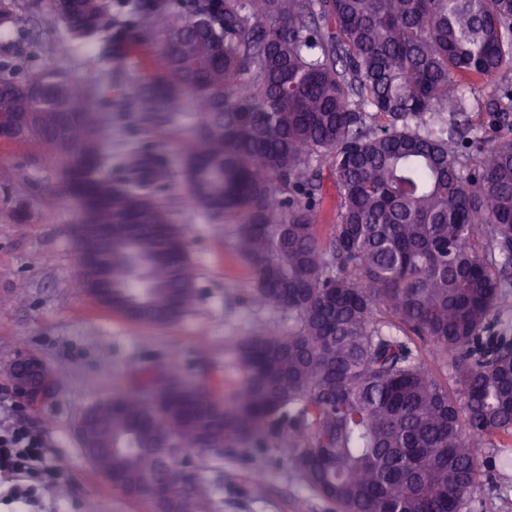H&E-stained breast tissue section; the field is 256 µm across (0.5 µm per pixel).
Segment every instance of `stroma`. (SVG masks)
Here are the masks:
<instances>
[{
  "instance_id": "obj_1",
  "label": "stroma",
  "mask_w": 512,
  "mask_h": 512,
  "mask_svg": "<svg viewBox=\"0 0 512 512\" xmlns=\"http://www.w3.org/2000/svg\"><path fill=\"white\" fill-rule=\"evenodd\" d=\"M23 36L0 24V61L16 60L20 75L66 71L80 86L104 91L100 105L115 111L122 100L117 70L92 62L93 48L69 55L57 41L58 23L46 5L33 12ZM197 121L184 113L176 125L149 133L113 123L112 164L120 166L134 146L162 143L178 158ZM55 159L32 142L0 141V398L12 397L9 367L18 355L34 354L59 374L56 400L34 410L14 406V419L39 433L48 457L58 460L60 478L38 486L22 476L0 475V487L25 489L22 502L0 500V512H150L149 505L109 486L84 455L76 434L83 411L126 388L143 368L177 356L183 371L202 372L218 390L232 388L238 372L224 368L228 348L268 325L287 327L280 309L253 303L251 273L233 250L235 226L207 221L194 206L189 186L172 181L161 198L185 232L195 272L197 299L181 320L156 327L104 308L76 285V251L68 236L78 207L53 190ZM491 450L492 479L465 500L460 512H512V465ZM212 499V512H334L314 493L283 449L243 447L224 454L202 453L191 461ZM263 480H255V473Z\"/></svg>"
}]
</instances>
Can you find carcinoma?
I'll return each mask as SVG.
<instances>
[{"label":"carcinoma","mask_w":512,"mask_h":512,"mask_svg":"<svg viewBox=\"0 0 512 512\" xmlns=\"http://www.w3.org/2000/svg\"><path fill=\"white\" fill-rule=\"evenodd\" d=\"M69 52L93 63L162 35L160 59L126 75L111 117L61 71L25 78L0 63L1 112H32L17 141L61 161L81 221L112 233L104 259L116 304L173 323L196 289L182 230L159 192L174 169L149 147L107 152L112 121L159 128L187 100L198 121L182 159L193 200L236 223L233 249L253 300L288 313L232 347L228 392L168 365L89 408L97 445L116 448V487L167 498L158 512H209L167 461L178 451L252 441L293 452L311 490L338 512H459L491 478L492 438L512 437V338L500 334L512 269V112L489 146L471 133L477 91L499 79L512 101V0H50ZM31 12L0 7L26 30ZM336 224L321 232V162ZM452 354L439 382L415 339ZM175 376L168 385L160 376Z\"/></svg>","instance_id":"obj_1"}]
</instances>
